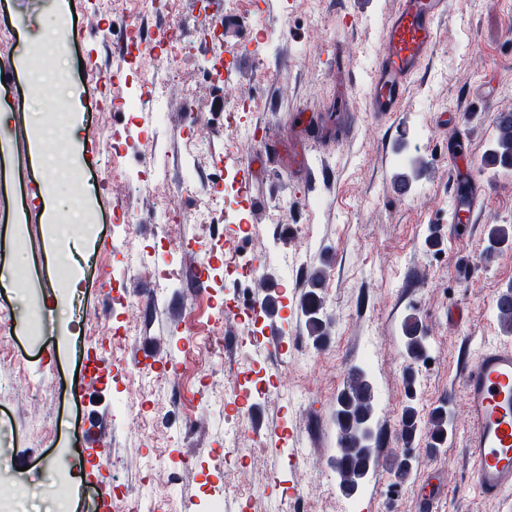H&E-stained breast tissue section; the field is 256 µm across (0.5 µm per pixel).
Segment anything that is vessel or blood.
<instances>
[{"label": "vessel or blood", "mask_w": 512, "mask_h": 512, "mask_svg": "<svg viewBox=\"0 0 512 512\" xmlns=\"http://www.w3.org/2000/svg\"><path fill=\"white\" fill-rule=\"evenodd\" d=\"M450 12L451 0H396L369 77L366 111L376 117L400 111ZM452 183L451 223L473 222L486 208L488 187L473 174L465 179L453 174ZM245 302L268 319L279 311L282 297L249 295ZM462 389L472 460L469 484L483 498L497 501L512 493V344L485 343L465 368Z\"/></svg>", "instance_id": "obj_1"}]
</instances>
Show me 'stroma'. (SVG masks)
<instances>
[{
  "label": "stroma",
  "instance_id": "35a3bbf8",
  "mask_svg": "<svg viewBox=\"0 0 512 512\" xmlns=\"http://www.w3.org/2000/svg\"><path fill=\"white\" fill-rule=\"evenodd\" d=\"M32 0H0V103L9 123L0 130V506L6 512H100L90 492L121 485L156 492L173 512H203L205 501L223 499L235 508L269 512L289 490L307 498V512H341L336 458L337 397L351 369L364 368L372 387L380 442L376 464L359 492L363 512H422L420 483L440 475L444 493L438 512H512V496L498 502L468 489L470 461L463 444L460 374L484 342L512 343L490 304L493 292L512 285V245L486 254L491 224H512V173L482 171L492 192L474 224L448 221L451 166L446 131L452 119L466 129L460 144L479 161L496 130L491 109L512 110V0H453L440 40L415 77L401 111L376 119L362 113L367 74L395 0H280L277 14L264 0H237L234 18L244 41L210 42L209 29L224 13V0H174L171 13L144 14L139 0H110L114 18H136L145 38L176 22L195 30L193 55H176L171 69L158 67L147 51H129L119 38H104L97 0H62L63 16L75 19L84 37L50 68L65 81L31 92L30 40L45 11ZM267 33L273 47L251 45ZM344 60H337L335 45ZM236 58L231 85L204 79L216 55ZM79 92V108L64 93ZM159 91L154 111L161 121L143 129L138 114L116 101ZM204 108L196 133L182 117L187 94ZM245 101V126L224 127V111ZM360 111L356 132L341 135L349 109ZM80 126L87 180L72 193L65 133ZM264 129L259 161L246 185L251 206L237 214L231 192L221 194V221L171 224L172 203L198 210L219 169L228 167L248 133ZM111 171V189L98 175ZM408 175L412 197H394L395 179ZM192 176L198 192L181 194ZM62 199L56 223H46L41 195ZM123 213L139 217L135 235L117 227ZM249 225L247 251L269 244L296 263L293 274L270 261L256 292L280 290L275 321H260L261 341L249 357L275 380L272 392L249 408L256 432L280 423L284 450L245 458L224 467V390L236 381L227 352L225 369L177 362L191 335H250V328L218 322L224 280L215 266L237 220ZM158 263H195L200 278L179 287L135 275L142 253ZM465 258L472 274L455 276ZM320 286H313L315 274ZM316 292L326 324L322 341L308 325L306 302ZM416 316L428 333V361L410 363L401 325ZM131 339L116 347L115 329ZM141 365L152 382L141 389L128 369ZM413 368V386L404 382ZM208 387L209 401L198 391ZM124 391L142 415L127 427L112 420L113 396ZM446 405L450 422L443 448L430 450L423 436L411 447L407 479L393 470L404 446L400 422L406 406L427 414ZM101 424L100 443L85 441L90 424ZM299 449V464L288 449ZM120 462V469L102 462ZM170 458L174 484L151 480L150 464ZM253 495L244 503V492Z\"/></svg>",
  "mask_w": 512,
  "mask_h": 512
}]
</instances>
